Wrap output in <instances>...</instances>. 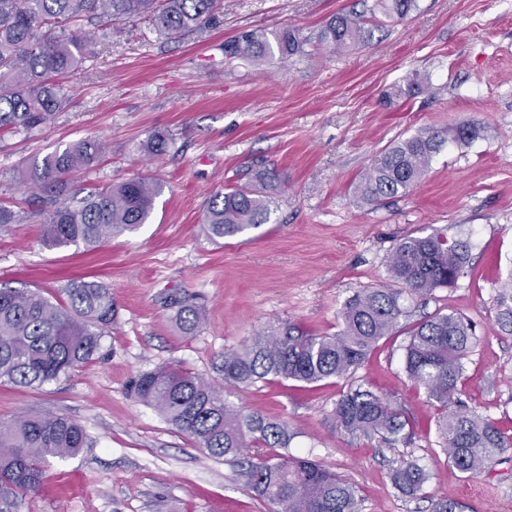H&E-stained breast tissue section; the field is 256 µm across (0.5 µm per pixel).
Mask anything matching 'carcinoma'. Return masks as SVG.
<instances>
[{
    "instance_id": "cac0c4a2",
    "label": "carcinoma",
    "mask_w": 512,
    "mask_h": 512,
    "mask_svg": "<svg viewBox=\"0 0 512 512\" xmlns=\"http://www.w3.org/2000/svg\"><path fill=\"white\" fill-rule=\"evenodd\" d=\"M417 0H374L370 17L338 14L321 30L319 44L331 52L353 48L370 36L367 19L380 13L404 19ZM222 0H0V130L29 132L69 103L63 79L79 71L91 43L78 23H121L144 18L167 40L208 28L218 21ZM292 29L268 33L247 30L224 41V61H268L303 53ZM481 128L474 121L451 129L425 130L389 146L354 195L380 202L410 192L425 176L433 157L452 140L469 142ZM106 144L87 138L34 158L20 176L37 192L31 212L44 216L41 241L49 249L82 244L95 248L112 235L133 233L148 222L161 185L133 178L87 192L75 188L73 174L102 157ZM275 174L250 167L235 185L207 203L202 223L216 239L245 234L268 222ZM469 245L440 232L408 235L395 245L388 270L395 288H362L338 312L340 330L315 335L295 323L263 330L224 352V384L252 386L272 378L315 384L356 369L386 336L401 329L403 295L423 296L456 284L466 268ZM175 324L191 334L201 327V308L174 298ZM117 316L112 289L100 281L74 282L63 297L0 287V380L41 387L91 360ZM495 324L512 335V274L496 298ZM403 346L407 376L424 387L438 406L437 433L452 463L467 478L485 473L512 449V436L493 420L457 406L464 360L477 343L472 326L454 312H438L406 330ZM132 393L168 423L215 458L244 467L254 492L274 512H364L354 487L320 463L280 453L292 440L285 421L245 412L224 401L201 377L162 366L140 374ZM340 427L352 434L393 445L412 436L403 411L371 388L358 387L336 403ZM90 440L83 426L61 415L32 413L0 421V486L14 497L38 490L50 460L78 455ZM394 488L403 496L424 495L429 474L414 458L391 469Z\"/></svg>"
}]
</instances>
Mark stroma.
<instances>
[{
  "instance_id": "1",
  "label": "stroma",
  "mask_w": 512,
  "mask_h": 512,
  "mask_svg": "<svg viewBox=\"0 0 512 512\" xmlns=\"http://www.w3.org/2000/svg\"><path fill=\"white\" fill-rule=\"evenodd\" d=\"M407 18L384 21L362 46L330 53L318 33L362 0H224L219 23L178 40L148 21L91 24L94 55L68 77L70 105L32 133L0 132V200L19 219L0 229V287L59 295L71 282L109 284L118 308L92 360L39 389L0 382V419L63 415L91 445L52 460L42 487L16 512H270L241 468L209 456L131 393L138 374L175 365L222 387L226 402L286 421L291 454L313 458L354 485L365 512H429L445 496L462 512H512V452L469 479L448 463L433 426L436 406L409 381L404 333L382 339L357 369L303 387L284 379L225 386L226 350L292 321L333 334L356 291L389 284L388 260L409 235L440 230L469 244L463 276L450 288L409 298L404 325L442 311L462 314L477 344L458 397L512 435V335L493 322L501 277L512 272V0H417ZM297 29L304 54L254 64L224 62V42L241 31ZM420 90L395 98L412 73ZM474 121L480 135L450 143L404 195L359 202L354 187L393 142L425 129ZM155 133L168 151L141 149ZM105 154L76 174L79 188L137 176L161 183L147 224L89 249L46 248L42 216L16 180L23 160L85 137ZM265 161L281 178L267 224L234 238L207 237L203 210L237 170ZM174 297L201 305L205 322L178 332ZM369 386L415 424L410 442L354 436L334 408ZM430 473L426 496L392 486L400 459Z\"/></svg>"
}]
</instances>
